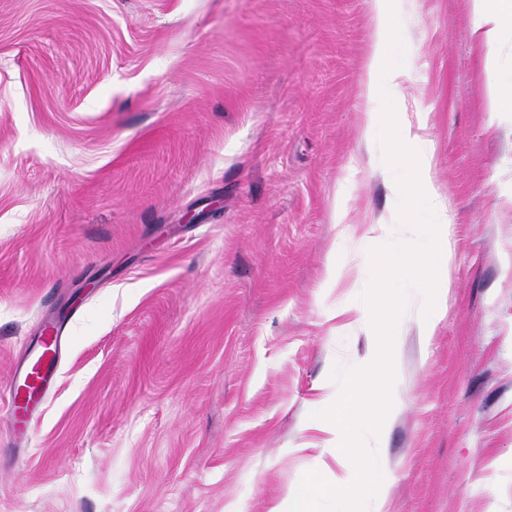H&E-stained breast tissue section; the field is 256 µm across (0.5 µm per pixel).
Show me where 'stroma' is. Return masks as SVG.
Returning <instances> with one entry per match:
<instances>
[{"mask_svg": "<svg viewBox=\"0 0 512 512\" xmlns=\"http://www.w3.org/2000/svg\"><path fill=\"white\" fill-rule=\"evenodd\" d=\"M381 104L427 115L457 241L448 308L408 266L358 96L367 0H0V512H266L309 476L366 338L337 306L375 292L396 324L383 436L358 451L388 512H512V111H493L471 0H396ZM359 267L330 280L333 211ZM63 324L42 401L13 440L9 395Z\"/></svg>", "mask_w": 512, "mask_h": 512, "instance_id": "1", "label": "stroma"}]
</instances>
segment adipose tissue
I'll use <instances>...</instances> for the list:
<instances>
[{
  "instance_id": "obj_1",
  "label": "adipose tissue",
  "mask_w": 512,
  "mask_h": 512,
  "mask_svg": "<svg viewBox=\"0 0 512 512\" xmlns=\"http://www.w3.org/2000/svg\"><path fill=\"white\" fill-rule=\"evenodd\" d=\"M473 19L476 30L482 31L489 54H496L503 35H512V0H472ZM372 27L369 35L370 54L365 65L364 76L358 95L368 105L359 115V128L366 151H374L379 130L390 126L397 131V144L416 150L415 168L409 180L397 184L395 193L404 200L425 201L437 220L430 231L436 248L430 268L421 280L428 288L432 303L417 312L415 320L422 341H429L437 323L443 318L448 303V294L454 280L453 257L456 243L448 220L444 200L430 176L433 151L423 139L426 117L421 112H390L378 107V69L384 58L393 31L390 26L391 0H370ZM354 321L365 330L369 338V350L364 361L365 379H358L349 391L333 394L336 407L334 418L326 425L327 439L317 451L318 457L329 456L339 461L340 471L331 489H323L315 479H307L287 491L285 496L273 503L268 512H317L320 498H330L333 512H346V494H353L366 506L367 512H386L387 492L364 477L366 465L357 457L355 450L365 434L366 412L381 402L389 393L382 383L381 353L389 348L391 333L385 324L374 322L369 309L357 310Z\"/></svg>"
}]
</instances>
